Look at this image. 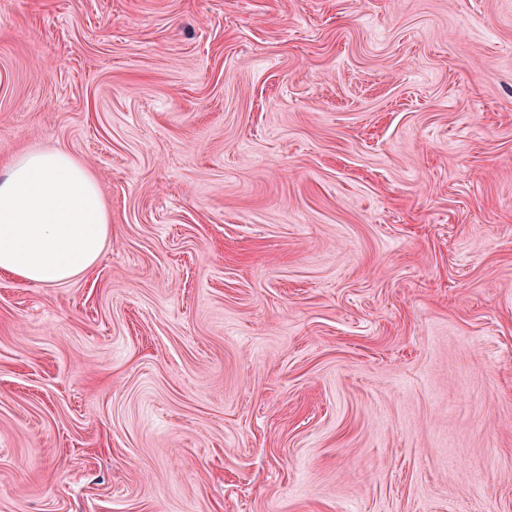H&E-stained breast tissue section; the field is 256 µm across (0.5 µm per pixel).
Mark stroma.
Wrapping results in <instances>:
<instances>
[{"label":"stroma","instance_id":"35a3bbf8","mask_svg":"<svg viewBox=\"0 0 512 512\" xmlns=\"http://www.w3.org/2000/svg\"><path fill=\"white\" fill-rule=\"evenodd\" d=\"M100 260L0 272V512H512V0H0V167ZM111 214L94 174L69 153L29 148L0 172V271L67 283L99 260Z\"/></svg>","mask_w":512,"mask_h":512}]
</instances>
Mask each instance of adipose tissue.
Listing matches in <instances>:
<instances>
[{
  "label": "adipose tissue",
  "instance_id": "adipose-tissue-1",
  "mask_svg": "<svg viewBox=\"0 0 512 512\" xmlns=\"http://www.w3.org/2000/svg\"><path fill=\"white\" fill-rule=\"evenodd\" d=\"M111 226L96 177L61 149H27L0 172L1 272L67 283L97 263Z\"/></svg>",
  "mask_w": 512,
  "mask_h": 512
}]
</instances>
